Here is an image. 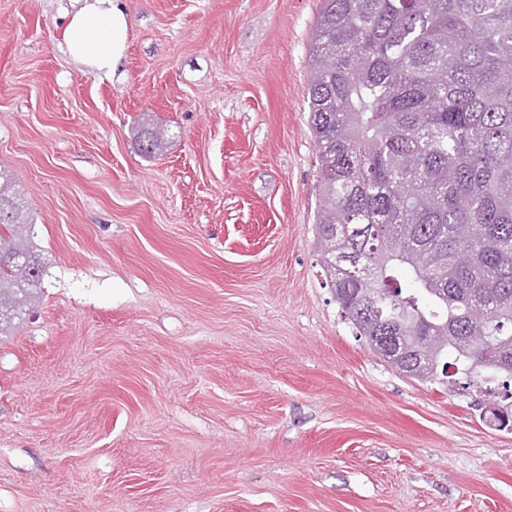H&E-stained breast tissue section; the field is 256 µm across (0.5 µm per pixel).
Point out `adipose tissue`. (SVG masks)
<instances>
[{"label": "adipose tissue", "mask_w": 512, "mask_h": 512, "mask_svg": "<svg viewBox=\"0 0 512 512\" xmlns=\"http://www.w3.org/2000/svg\"><path fill=\"white\" fill-rule=\"evenodd\" d=\"M128 31L129 16L120 0H82L66 29L68 53L78 66L109 74L122 58Z\"/></svg>", "instance_id": "obj_1"}]
</instances>
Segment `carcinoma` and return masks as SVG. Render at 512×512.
Returning a JSON list of instances; mask_svg holds the SVG:
<instances>
[{"instance_id":"1","label":"carcinoma","mask_w":512,"mask_h":512,"mask_svg":"<svg viewBox=\"0 0 512 512\" xmlns=\"http://www.w3.org/2000/svg\"><path fill=\"white\" fill-rule=\"evenodd\" d=\"M308 52L316 247L344 317L411 379H512V0H319ZM33 238L0 171V336L41 287Z\"/></svg>"}]
</instances>
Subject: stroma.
<instances>
[{"label": "stroma", "mask_w": 512, "mask_h": 512, "mask_svg": "<svg viewBox=\"0 0 512 512\" xmlns=\"http://www.w3.org/2000/svg\"><path fill=\"white\" fill-rule=\"evenodd\" d=\"M123 2L106 77L77 0H0V169L46 266L0 336V512H512L500 395L400 374L325 280L318 0ZM66 29L68 53L78 66L107 75L113 72L126 47L129 16L122 0H77Z\"/></svg>", "instance_id": "1"}]
</instances>
